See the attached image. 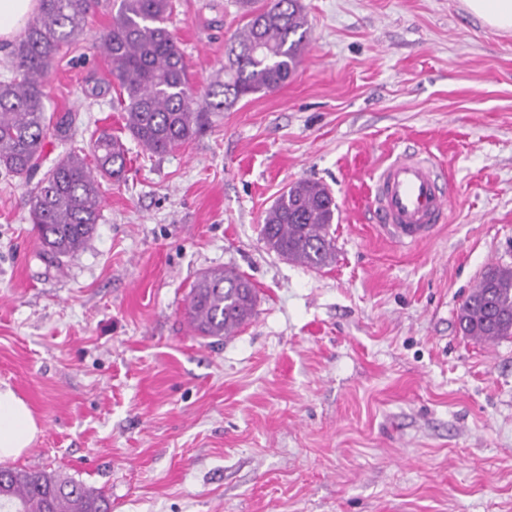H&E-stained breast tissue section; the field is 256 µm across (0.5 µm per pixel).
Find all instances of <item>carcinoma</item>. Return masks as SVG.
<instances>
[{
    "mask_svg": "<svg viewBox=\"0 0 512 512\" xmlns=\"http://www.w3.org/2000/svg\"><path fill=\"white\" fill-rule=\"evenodd\" d=\"M97 0H40L12 45V77L0 81V169L29 180L42 163L49 132L72 138L77 115L47 114L46 81L63 47L79 41ZM247 22L237 35L235 59L224 79L204 96L188 87L184 55L167 22L172 0H118L112 24L94 43L107 59L119 92L125 128L153 155L187 143L205 112L259 91H275L297 70L307 47L300 0H238ZM220 101H214L216 97ZM96 169L73 148L38 180L30 217L45 254L66 257L92 239L99 220L100 179L121 176L126 150L105 132L94 141ZM336 202L316 181H300L267 209L261 235L269 250L309 268L329 265ZM256 292L233 267L199 277L189 293V317L203 337L231 336L254 316ZM460 333L488 343L512 337V268L492 266L458 308ZM0 512H112L100 493L73 479L41 470L0 469Z\"/></svg>",
    "mask_w": 512,
    "mask_h": 512,
    "instance_id": "carcinoma-1",
    "label": "carcinoma"
}]
</instances>
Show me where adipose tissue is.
Returning <instances> with one entry per match:
<instances>
[{"instance_id": "adipose-tissue-1", "label": "adipose tissue", "mask_w": 512, "mask_h": 512, "mask_svg": "<svg viewBox=\"0 0 512 512\" xmlns=\"http://www.w3.org/2000/svg\"><path fill=\"white\" fill-rule=\"evenodd\" d=\"M41 432L28 403L0 381V463L19 457L32 447Z\"/></svg>"}]
</instances>
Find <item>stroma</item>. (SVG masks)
I'll return each mask as SVG.
<instances>
[{"label":"stroma","mask_w":512,"mask_h":512,"mask_svg":"<svg viewBox=\"0 0 512 512\" xmlns=\"http://www.w3.org/2000/svg\"><path fill=\"white\" fill-rule=\"evenodd\" d=\"M288 84L202 117L155 156L124 130L88 40L47 79V110L127 148L89 244L53 259L31 187L0 171V381L42 432L14 461L82 482L112 512H512V337L475 342L456 310L512 267V35L461 0H301ZM197 93L228 62L236 0H173ZM431 156L444 223L408 246L368 195L397 153ZM336 200L330 265L265 247L286 186ZM236 267L257 293L233 335L201 338L189 291Z\"/></svg>","instance_id":"obj_1"}]
</instances>
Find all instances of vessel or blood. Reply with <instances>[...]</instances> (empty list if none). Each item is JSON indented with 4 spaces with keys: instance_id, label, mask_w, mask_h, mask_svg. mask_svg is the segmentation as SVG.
<instances>
[{
    "instance_id": "b4317fda",
    "label": "vessel or blood",
    "mask_w": 512,
    "mask_h": 512,
    "mask_svg": "<svg viewBox=\"0 0 512 512\" xmlns=\"http://www.w3.org/2000/svg\"><path fill=\"white\" fill-rule=\"evenodd\" d=\"M372 204L381 224L412 245L440 222L448 201L432 158L405 152L375 175Z\"/></svg>"
}]
</instances>
